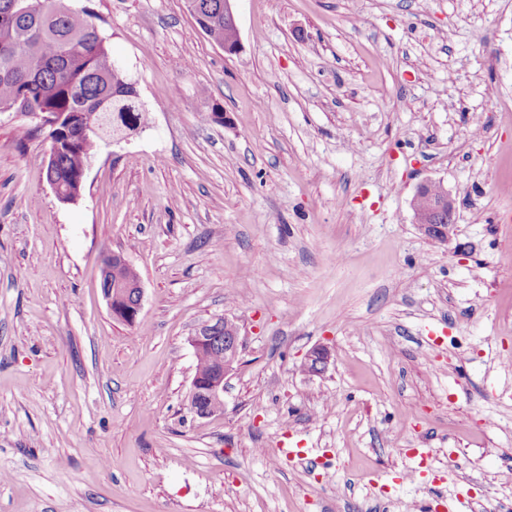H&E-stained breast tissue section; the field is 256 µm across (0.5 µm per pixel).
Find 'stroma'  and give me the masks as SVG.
<instances>
[{
  "mask_svg": "<svg viewBox=\"0 0 512 512\" xmlns=\"http://www.w3.org/2000/svg\"><path fill=\"white\" fill-rule=\"evenodd\" d=\"M70 3L148 122L66 204L40 119L0 112V512L512 502V0H235L232 56L185 0ZM425 180L455 201L448 244L414 222ZM107 251L140 277L134 323ZM219 316L242 354L198 418L187 338ZM128 267L129 264L121 253L106 252L102 258V272L105 280L103 291L112 316L128 324L134 323L142 306L143 288L139 276H129L120 282L115 280L113 269ZM132 269V268H131Z\"/></svg>",
  "mask_w": 512,
  "mask_h": 512,
  "instance_id": "1",
  "label": "stroma"
}]
</instances>
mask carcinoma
Returning a JSON list of instances; mask_svg holds the SVG:
<instances>
[{"mask_svg": "<svg viewBox=\"0 0 512 512\" xmlns=\"http://www.w3.org/2000/svg\"><path fill=\"white\" fill-rule=\"evenodd\" d=\"M200 2L208 21L201 30L224 44L232 31L224 22V0ZM25 87L28 112L64 115L46 179L74 196L81 194L98 143L147 123L137 89L112 59L92 15L73 10L67 0H0V112L15 109ZM89 118L100 129L87 136ZM222 359L221 349H206L196 358V371L206 374Z\"/></svg>", "mask_w": 512, "mask_h": 512, "instance_id": "carcinoma-1", "label": "carcinoma"}]
</instances>
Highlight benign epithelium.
Returning a JSON list of instances; mask_svg holds the SVG:
<instances>
[{
  "mask_svg": "<svg viewBox=\"0 0 512 512\" xmlns=\"http://www.w3.org/2000/svg\"><path fill=\"white\" fill-rule=\"evenodd\" d=\"M432 184L439 187L436 206L438 223H428L417 210L414 211V221L424 233L446 243L450 240L456 223L455 203L448 190L442 182L430 180L417 187L414 197H419L424 189ZM126 266H128V263L122 254L116 252L104 253L102 272L105 280V291H103V294L112 316L132 324L135 322L142 306L143 288L140 278L129 276L120 282H112V271ZM220 342L224 345L223 364L209 374L195 373L191 382L189 406L192 413L199 418L208 417V412L194 404V401L200 396L205 397L213 405V413L216 414L224 408V380L233 371L234 365L238 363L243 343L239 327L232 322H225L223 317H218L201 325L188 338V343L196 354ZM328 360V349L323 345L316 346L305 357L302 369L311 375L321 374L326 370Z\"/></svg>",
  "mask_w": 512,
  "mask_h": 512,
  "instance_id": "7a95c632",
  "label": "benign epithelium"
}]
</instances>
